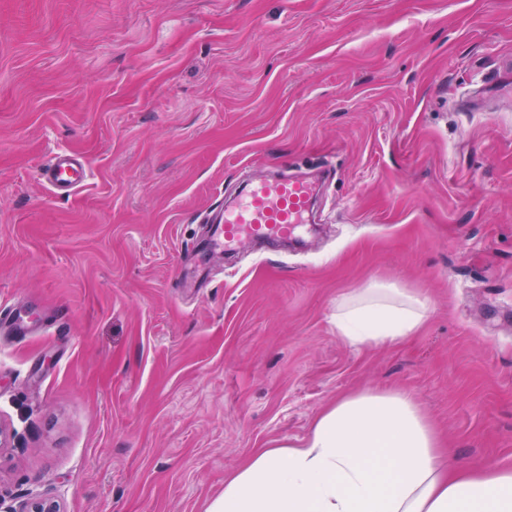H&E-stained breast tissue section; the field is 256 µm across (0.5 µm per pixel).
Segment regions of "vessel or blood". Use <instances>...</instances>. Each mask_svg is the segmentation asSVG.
<instances>
[{"instance_id":"b4317fda","label":"vessel or blood","mask_w":512,"mask_h":512,"mask_svg":"<svg viewBox=\"0 0 512 512\" xmlns=\"http://www.w3.org/2000/svg\"><path fill=\"white\" fill-rule=\"evenodd\" d=\"M42 179L59 191L80 188L86 179L83 160L75 154L55 156L41 170ZM315 188L300 177L252 179L237 202L211 227L213 248L234 249L293 237L308 216Z\"/></svg>"}]
</instances>
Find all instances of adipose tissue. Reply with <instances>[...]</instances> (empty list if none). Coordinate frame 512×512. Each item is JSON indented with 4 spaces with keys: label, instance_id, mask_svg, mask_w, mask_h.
<instances>
[{
    "label": "adipose tissue",
    "instance_id": "ef3b65f1",
    "mask_svg": "<svg viewBox=\"0 0 512 512\" xmlns=\"http://www.w3.org/2000/svg\"><path fill=\"white\" fill-rule=\"evenodd\" d=\"M427 299L374 283L336 304L337 335L353 345L414 336ZM206 512H512V469L445 457L409 394L363 389L325 407L298 442L257 449L224 480Z\"/></svg>",
    "mask_w": 512,
    "mask_h": 512
}]
</instances>
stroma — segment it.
<instances>
[{"mask_svg":"<svg viewBox=\"0 0 512 512\" xmlns=\"http://www.w3.org/2000/svg\"><path fill=\"white\" fill-rule=\"evenodd\" d=\"M509 57L512 0H0V512H205L364 388L512 468ZM283 172L319 180L302 247L207 252ZM373 282L416 336L338 338ZM41 178L56 190L69 193L85 182L86 167L78 155H58L42 168ZM428 313L427 299L374 283L342 297L334 322L337 335L350 344L376 346L415 336Z\"/></svg>","mask_w":512,"mask_h":512,"instance_id":"obj_1","label":"stroma"}]
</instances>
